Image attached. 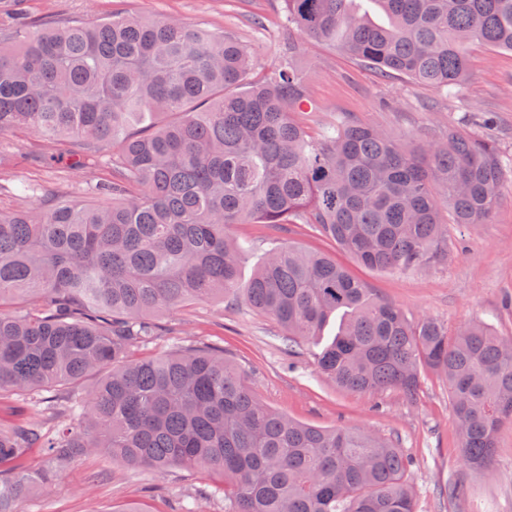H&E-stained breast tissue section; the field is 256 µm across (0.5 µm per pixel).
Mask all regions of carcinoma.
<instances>
[{
  "instance_id": "cac0c4a2",
  "label": "carcinoma",
  "mask_w": 512,
  "mask_h": 512,
  "mask_svg": "<svg viewBox=\"0 0 512 512\" xmlns=\"http://www.w3.org/2000/svg\"><path fill=\"white\" fill-rule=\"evenodd\" d=\"M285 0L288 26L385 74L453 94L479 43L512 53V0ZM315 104L288 58L254 73L248 48L170 16L93 25L20 17L0 28V134L69 144L71 169L106 166L96 205L0 210V391L71 423H0V512H19L61 462L99 452L156 470L213 469L233 512H415L402 448L364 429H323L260 403L208 346L162 335L155 316L219 295L271 317L288 352L355 392L416 394L443 374L465 464L491 473L512 423V346L484 322L454 333L411 321L331 256L273 241L240 287L230 224H312L358 263L411 272L448 255L446 209L483 224L512 168L491 141L448 131L406 147L358 124L311 137ZM341 315L326 344L324 327ZM105 369L83 398L60 388ZM38 454L40 470H29Z\"/></svg>"
}]
</instances>
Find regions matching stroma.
<instances>
[{
    "label": "stroma",
    "instance_id": "35a3bbf8",
    "mask_svg": "<svg viewBox=\"0 0 512 512\" xmlns=\"http://www.w3.org/2000/svg\"><path fill=\"white\" fill-rule=\"evenodd\" d=\"M28 16L52 21L94 23L112 12L181 21L234 37L250 49L256 71L279 64L294 52V64L316 105L295 113L309 134L338 122L377 127L409 146L447 140L462 130L496 143L512 163V54L488 47L469 51V80L456 96L423 89L398 75L380 76L329 44H318L289 29L282 0H0V25L15 6ZM479 113L493 116L486 127ZM59 141L27 133L0 134V209L43 207L45 200L66 203L97 200L96 185L106 169L76 173L61 161ZM37 187L36 195L24 193ZM228 234L247 249L242 281H249L273 239L331 255L377 297L399 307L408 318H431L448 329L489 323L512 340V182L483 224L448 227V255L422 271L397 273L355 262L332 240L308 224L277 229L267 224H234ZM158 323L177 338L223 349L244 372L253 395L288 418L322 428L355 427L398 441L413 465L407 476L416 512H512V424L497 436L492 476L475 472L461 457L460 442L445 377L423 371L414 397L396 390L357 393L316 372L305 354L289 355L274 321L244 306L214 299L191 308L161 313ZM464 493L448 497V482ZM218 473L200 470L160 472L113 464L87 454L57 465L52 477L21 512H178L196 489L214 490L202 512H229L218 495Z\"/></svg>",
    "mask_w": 512,
    "mask_h": 512
}]
</instances>
